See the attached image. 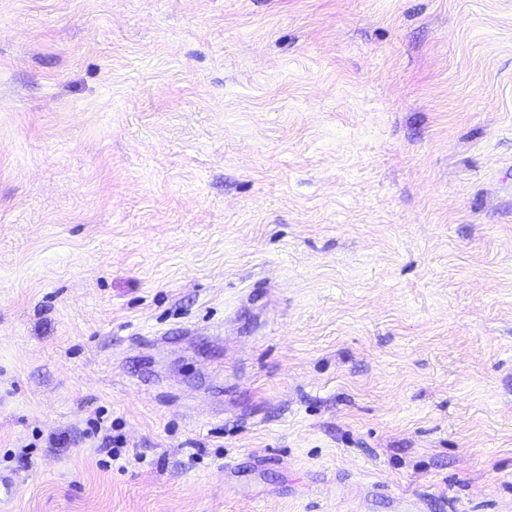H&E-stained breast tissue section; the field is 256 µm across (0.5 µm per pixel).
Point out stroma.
Listing matches in <instances>:
<instances>
[{"instance_id":"1","label":"stroma","mask_w":512,"mask_h":512,"mask_svg":"<svg viewBox=\"0 0 512 512\" xmlns=\"http://www.w3.org/2000/svg\"><path fill=\"white\" fill-rule=\"evenodd\" d=\"M1 477L512 512V0H0Z\"/></svg>"}]
</instances>
